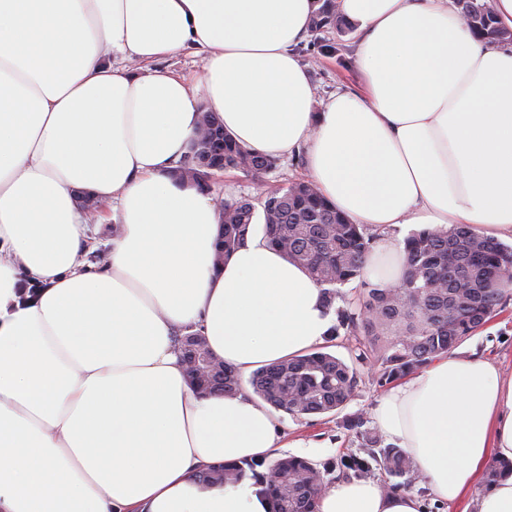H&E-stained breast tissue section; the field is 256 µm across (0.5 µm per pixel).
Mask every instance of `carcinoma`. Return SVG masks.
<instances>
[{
	"instance_id": "carcinoma-1",
	"label": "carcinoma",
	"mask_w": 512,
	"mask_h": 512,
	"mask_svg": "<svg viewBox=\"0 0 512 512\" xmlns=\"http://www.w3.org/2000/svg\"><path fill=\"white\" fill-rule=\"evenodd\" d=\"M456 7L481 38L512 44V30L496 21L485 0H456ZM345 28L336 0H322L310 32L334 30L339 35ZM202 124L209 138L195 148L209 157L208 168H195L187 155L179 162V179L209 189L221 171L260 175L276 169L278 160L240 146L217 115L204 113ZM257 224L263 238L321 288L325 313L331 316L323 345L263 366L246 382L265 403L296 418L341 413L354 399L363 366L383 388L448 356L512 299V280L506 277L512 271V246L479 233L472 224L414 232L405 240V270L396 287L374 284L365 276V260L379 229L350 223L311 181H291L255 201L224 202L216 261H225L243 246ZM354 281L359 289L352 301L340 287ZM342 337L355 341L348 362L329 351ZM188 376L200 392L226 397L242 393L246 384L220 361L207 372ZM366 423L361 412L343 420L361 438L364 457L350 454L317 464L284 454L268 463L245 459L215 464L203 477L252 480L269 500L270 512H317L330 485L368 478L375 469L384 475L385 492L413 490L418 479L414 460L402 449L383 444Z\"/></svg>"
}]
</instances>
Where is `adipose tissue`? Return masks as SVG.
Here are the masks:
<instances>
[{
    "instance_id": "1",
    "label": "adipose tissue",
    "mask_w": 512,
    "mask_h": 512,
    "mask_svg": "<svg viewBox=\"0 0 512 512\" xmlns=\"http://www.w3.org/2000/svg\"><path fill=\"white\" fill-rule=\"evenodd\" d=\"M360 41L359 91L316 107L297 48L319 0H0V512H268L207 466L272 457V411L199 396L174 343L200 331L249 377L318 344L309 275L258 236L215 265L214 192L173 172L210 110L244 148L306 146L310 178L351 223L474 224L512 234V45L451 0H338ZM201 57L190 79L171 59ZM82 189L119 231L105 260ZM404 240L368 255L404 272ZM375 420L434 502L512 462V376L445 357L391 388ZM417 495L339 481L319 512H422Z\"/></svg>"
}]
</instances>
